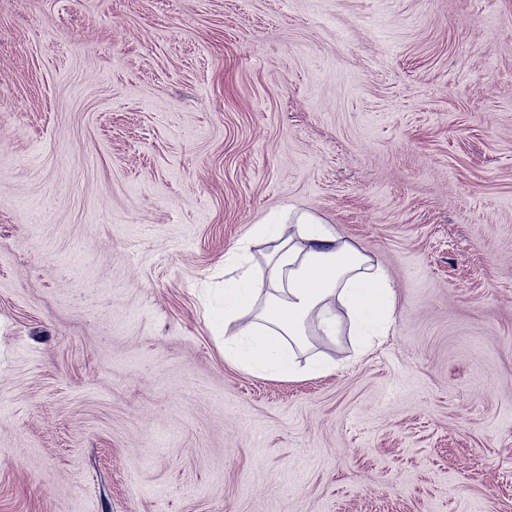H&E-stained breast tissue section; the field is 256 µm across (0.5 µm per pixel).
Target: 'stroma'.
I'll use <instances>...</instances> for the list:
<instances>
[{"instance_id":"1","label":"stroma","mask_w":512,"mask_h":512,"mask_svg":"<svg viewBox=\"0 0 512 512\" xmlns=\"http://www.w3.org/2000/svg\"><path fill=\"white\" fill-rule=\"evenodd\" d=\"M323 217L398 299L224 358ZM0 512H512V0H0Z\"/></svg>"}]
</instances>
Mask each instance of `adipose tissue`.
<instances>
[{
    "instance_id": "ef3b65f1",
    "label": "adipose tissue",
    "mask_w": 512,
    "mask_h": 512,
    "mask_svg": "<svg viewBox=\"0 0 512 512\" xmlns=\"http://www.w3.org/2000/svg\"><path fill=\"white\" fill-rule=\"evenodd\" d=\"M252 236L271 247L261 275L240 271L224 282V323L238 342L226 350L256 376L319 377L329 366L310 361L299 370L295 350L308 324L331 337L345 310L351 335H387L396 322V292L387 271L357 244L311 212L286 210L255 225Z\"/></svg>"
}]
</instances>
